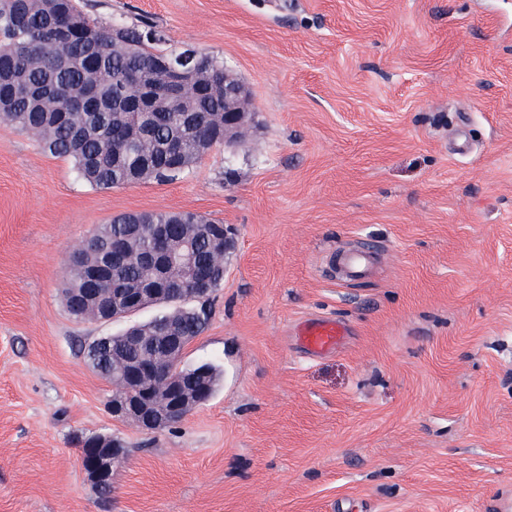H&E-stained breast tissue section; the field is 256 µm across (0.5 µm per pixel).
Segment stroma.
<instances>
[{
	"label": "stroma",
	"mask_w": 512,
	"mask_h": 512,
	"mask_svg": "<svg viewBox=\"0 0 512 512\" xmlns=\"http://www.w3.org/2000/svg\"><path fill=\"white\" fill-rule=\"evenodd\" d=\"M223 61L245 140L110 189L0 122V512H512V0H79ZM234 241L184 360L224 383L155 434L116 421L67 257L127 212ZM371 251L346 281L337 250ZM344 322L315 356L296 329ZM118 437L100 494L75 433ZM185 224H203L210 223L206 226V230L212 241L218 246L216 251L217 257H222L224 252L233 247V240L228 236L226 228L223 224H211L214 221L201 215V221L194 219L190 213H185ZM202 222V223H201Z\"/></svg>",
	"instance_id": "1"
}]
</instances>
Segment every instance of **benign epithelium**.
<instances>
[{
    "mask_svg": "<svg viewBox=\"0 0 512 512\" xmlns=\"http://www.w3.org/2000/svg\"><path fill=\"white\" fill-rule=\"evenodd\" d=\"M153 71L164 79L165 100L178 109L187 105L191 95L219 91L224 94V112L209 117L211 127L220 132V143L224 146L243 137L247 119L248 95L244 85L233 74L224 71L215 77L205 69V54L191 49L186 54L148 57L128 76L131 92L127 111L151 112L159 97L143 75ZM101 79L94 72L90 75V86L79 96L70 100L67 112H96L101 109V99L93 83ZM146 231L149 247L137 260L154 270L152 279L138 284L109 287L106 281L107 267L87 258L89 243L77 250L83 256L80 261L84 279L93 284L82 298L86 306L85 318L98 321L127 316L157 304L164 298L185 302H203L209 293V273L196 256L191 238L177 234L170 224H132L128 232ZM206 230L218 246L216 256H223L233 247V240L222 224H209ZM128 241L121 239L112 247L109 264L120 266L129 258ZM164 322L157 335L148 337L137 330L126 334L128 345L138 350V357L122 361L119 368L124 373V387L112 391L108 409L116 419L148 433L161 432L175 421L186 417L192 410L206 402V393L200 385L186 386L170 376L169 361L174 355L184 353L189 345L181 326L173 321ZM111 437L95 435L82 439L89 443L92 452L89 458H81V465L90 480L98 485L112 484V471L125 461L124 450L114 448L103 455L98 449L107 446Z\"/></svg>",
    "mask_w": 512,
    "mask_h": 512,
    "instance_id": "benign-epithelium-1",
    "label": "benign epithelium"
}]
</instances>
